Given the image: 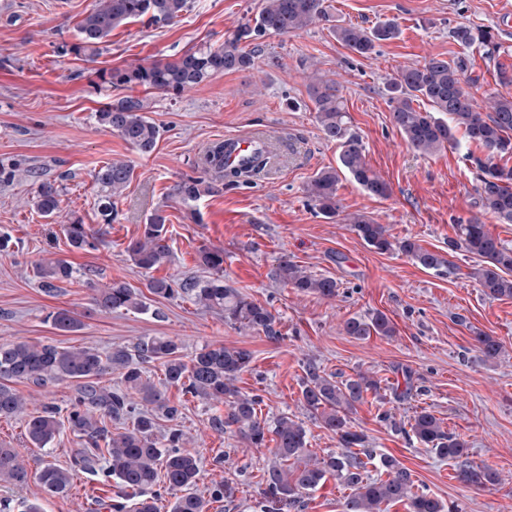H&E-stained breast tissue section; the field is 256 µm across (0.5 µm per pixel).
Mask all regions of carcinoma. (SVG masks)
<instances>
[{"instance_id": "obj_1", "label": "carcinoma", "mask_w": 512, "mask_h": 512, "mask_svg": "<svg viewBox=\"0 0 512 512\" xmlns=\"http://www.w3.org/2000/svg\"><path fill=\"white\" fill-rule=\"evenodd\" d=\"M189 8L190 0H98L79 23L80 49L93 55L113 29L130 20L145 18L151 24H168ZM329 21L326 0H262L255 15L244 17L224 35L222 45L201 46L171 61L114 68L107 74L106 83L114 89L142 86L179 94L217 74L251 67L267 37ZM330 31L342 46L360 56L372 54L380 43L400 35L399 25L393 20L371 28L334 24ZM452 36L464 48L460 55L450 60L432 56L386 81L391 121L407 146L419 154L432 155L453 144L457 128L463 129L469 142L487 152L483 159L474 158L482 172L477 187L480 211L456 225L458 240L449 244V250L462 246L479 258L469 277L486 297L512 298V249L490 234L482 221L483 216L491 215L502 224L512 223V168L494 163L498 156L512 155V95L494 92L488 95L485 105H480L463 88L462 77L469 69L470 52L475 50L490 57L499 51V44L489 31L478 27L461 25L452 31ZM308 94L321 131L340 148L341 164L339 170L329 168L315 174L306 186L308 202L324 216H336V193L342 172L348 173L367 194L388 196V183L365 161L362 139L350 125L339 83L314 76L308 84ZM143 110L140 99L123 96L96 112L95 120L132 147L149 153L160 139L161 130ZM230 153L225 142L212 144L204 155L205 174L211 179L185 176L173 185L172 196L190 209V215L196 214L194 203L212 192L214 183L249 181L266 167L269 155L258 148L246 160L230 166L226 164ZM27 173L35 186V208L45 217L59 214L60 190L54 183L39 179L37 172L29 169ZM131 176L132 168L123 160L109 162L96 172L98 213L103 223L114 221L113 199ZM165 222L166 216L155 213L144 225L141 237L129 243L127 251L138 267L152 269L170 258ZM352 230L377 251L397 250L426 270L442 272L453 266L439 252L425 249L409 238L393 237L387 225L370 217H353ZM63 232L77 249L89 244L85 225L77 218L69 219ZM199 258L212 277L186 281L181 284V291L192 295L202 308L224 314V322L232 326L276 335L275 315L224 281V250L204 248ZM73 274L72 266L61 259L50 260L39 268L41 286L48 292L55 290L57 283L71 280ZM274 277L285 286L326 299L339 294L340 285L335 278L313 275L286 259L277 264ZM91 300L97 308L109 312L146 309L140 295L122 282L93 289ZM48 318L62 331H75L81 326L74 312L66 309L51 312ZM343 330L356 339L373 334L390 337L396 333L394 324L381 312L350 317L344 321ZM475 341L488 362L502 354L503 345L492 336L481 333ZM149 360L161 362L164 368L160 386L140 367ZM251 362V351L219 344L202 347L187 363L178 355L177 343L164 336L145 337L130 349L120 346L105 354L93 347L64 349L26 341L0 344V417L12 416L24 407L23 397L12 387L14 382H80L67 421L84 440V447L76 450L67 469L44 461L35 480L46 493L64 495L72 485L73 471H93L103 459L107 476L115 478L119 488L121 501L113 504L115 512H125L127 501L132 502V512H157L156 499L148 491L157 483L161 470L168 489L175 492L170 512H205L204 500L194 491L200 471L199 457L183 448V434L176 430L162 439L154 435L158 419H171L177 414L166 397L167 385L179 386L184 393L206 402L224 403V418L214 419L212 425L238 433L255 448L262 447L268 435H273L280 463L264 473L263 512H283L284 507H293L303 494L316 489L329 476L351 490L343 503V512H386V506L400 502L407 503L410 512H445L444 504L436 497L413 491L410 470L390 458L382 460L387 478L370 480L365 476L363 456L367 455V437L353 428L349 414L367 393L379 390L376 379L359 373L338 382L331 375L308 369L302 391L303 407L333 432L344 448L337 455L316 460L308 452L303 423L286 414L271 423L259 418L258 399L236 386ZM113 368L122 371L123 387L112 390L99 386L95 379ZM108 419L123 424L129 421L132 428L114 434L106 426ZM411 431L441 458L458 460L466 455V442L444 430L441 420L425 409L414 415ZM58 433L53 406L43 407L27 422V438L32 448L47 449ZM457 477L476 488L498 481L490 468L465 462L459 465ZM29 479L19 449L1 443L0 482L23 486Z\"/></svg>"}]
</instances>
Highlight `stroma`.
<instances>
[{
	"label": "stroma",
	"mask_w": 512,
	"mask_h": 512,
	"mask_svg": "<svg viewBox=\"0 0 512 512\" xmlns=\"http://www.w3.org/2000/svg\"><path fill=\"white\" fill-rule=\"evenodd\" d=\"M96 0H0V164L33 168L63 188L61 212L42 217L33 207L29 180L0 182V342L48 343L60 348L94 347L108 352L138 339L167 336L183 360L204 345L249 349L250 370L238 386L259 400L258 415H288L302 421L307 448L317 459L340 453L336 436L306 412L301 390L309 367L342 381L363 372L380 382L351 416L373 453L370 477L383 476V457L411 470L417 489L440 499L450 512H512V298H486L468 272L474 255L449 250L456 226L476 214L478 171L471 163L479 149L466 138L423 156L409 150L390 122L384 91L401 68L432 55L453 57L460 50L451 36L460 25L490 30L500 49L493 57L474 53L464 88L477 101L496 92L499 68H512V0H330L341 24L371 27L393 20L398 39L363 57L336 41L328 26L266 40L249 69L216 75L173 96L132 89L147 116L161 130L155 148L143 153L102 129L94 114L112 99L101 82L105 72L129 65L168 61L202 45L219 46L224 34L261 0H191L192 7L170 25L134 20L115 28L102 50L76 51L77 25ZM319 74L341 84L345 107L365 145L368 165L390 186L389 197L367 195L350 176L338 184L340 209L326 218L310 206L305 188L321 169L338 167L340 150L327 141L316 121L307 84ZM262 131L272 140L275 163L268 175L242 185H219L197 203L192 220L169 193L185 176L200 175L199 158L225 137ZM121 159L132 176L114 208L113 223H102L94 174ZM167 215L170 261L139 268L126 251L157 209ZM369 216L392 236L449 253L454 272L426 270L404 254L379 253L352 231L351 216ZM80 218L90 246L69 245L62 226ZM204 248L224 251L230 285L268 307L276 317V336L240 330L221 314L202 309L179 292L180 283L205 280L199 261ZM314 274L336 278L340 294L332 300L304 294L275 280L280 257ZM62 258L76 271L73 280L46 292L40 264ZM164 279L171 296L150 293L148 284ZM128 284L143 294L146 310L101 312L91 304L93 288ZM79 314L78 330L56 329L50 312ZM379 311L394 324L391 337L359 340L343 331L346 319ZM497 338L505 354L484 361L475 338ZM24 412L0 418V443L21 449L28 471L47 458L69 467L79 436L65 421L79 385L72 380L38 386L16 383ZM179 409L160 419L158 432L176 430L184 446L200 458L196 492L208 498L207 512H261L263 473L273 465L274 441L259 448L238 434L213 428L223 416L220 403H206L180 388L166 390ZM57 407L63 426L50 452L29 447L26 425L43 405ZM431 411L445 430L467 444L466 460L494 470L498 483L474 489L455 477L454 462L440 459L409 436L416 411ZM104 468L81 473L64 497L45 494L37 481L21 488L0 483V498L40 506L41 512H103L116 498ZM234 487L232 500L212 499L215 486ZM349 490L328 478L303 494L294 512H342Z\"/></svg>",
	"instance_id": "obj_1"
}]
</instances>
